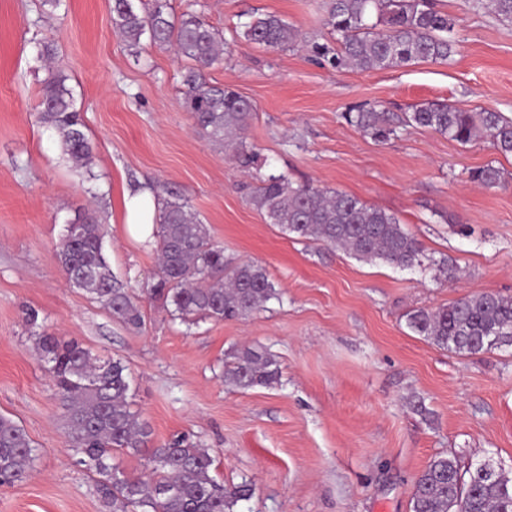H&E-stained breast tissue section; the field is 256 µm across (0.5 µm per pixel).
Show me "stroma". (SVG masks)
Masks as SVG:
<instances>
[{"mask_svg":"<svg viewBox=\"0 0 512 512\" xmlns=\"http://www.w3.org/2000/svg\"><path fill=\"white\" fill-rule=\"evenodd\" d=\"M323 3L169 0L174 15L197 14L228 43L207 78L255 106L245 138L256 157L243 167L186 111V60L148 43L129 53L112 28V0H63L51 16L40 0H0V415L38 455L23 482L0 486V512H108L36 352L45 331L122 360L154 444L186 438L209 450L219 481L252 483L239 512H411L418 476L448 452L465 466L490 458L512 470V348L459 356L408 326L414 311L471 293L512 296V156L410 126L381 143L345 119L359 107L400 115L431 102L512 117V27L466 0H442L458 19L448 63L336 70L310 50L332 39ZM263 14L292 24L300 42L270 50L246 41L241 25ZM43 41L55 43L69 77L90 169L74 168L38 119ZM488 164L506 187L471 182ZM273 172L394 214L422 244L423 268L365 263L283 234L249 199ZM148 188L188 200L227 258L265 267L279 299L243 320L190 325L148 299L158 244L130 235L124 208L125 195ZM93 205L141 328L70 287L58 266L67 222ZM445 263L460 266L458 279L446 278ZM244 346L275 357L277 385L226 380Z\"/></svg>","mask_w":512,"mask_h":512,"instance_id":"1","label":"stroma"}]
</instances>
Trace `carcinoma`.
Returning a JSON list of instances; mask_svg holds the SVG:
<instances>
[{
    "instance_id": "carcinoma-1",
    "label": "carcinoma",
    "mask_w": 512,
    "mask_h": 512,
    "mask_svg": "<svg viewBox=\"0 0 512 512\" xmlns=\"http://www.w3.org/2000/svg\"><path fill=\"white\" fill-rule=\"evenodd\" d=\"M489 8L498 21L512 25V0H489ZM322 24L336 34L337 46L317 44L314 53L336 69L447 62L456 42L455 17L434 0H326ZM112 27L135 54L146 38L154 45L174 47L188 62L182 79L184 106L213 142L224 144L248 128L254 115L251 101L207 80V70L223 60L226 42L199 16L173 15L168 0H152L147 8L138 7L135 0H112ZM242 36L283 50L296 44L299 33L280 17L265 14L247 23ZM39 118L55 130L63 153L76 167L90 166L92 144L74 108L68 76L56 67L43 82ZM345 118L379 142L394 134L400 120L461 144L485 137L499 153L512 154V118L501 112L428 103L400 119L376 109H358ZM470 178L487 189L506 184L504 172L491 164L473 170ZM251 200L267 223L288 235L340 248L360 261L401 270L423 266L422 245L400 220L353 195L296 185L279 173L260 179ZM75 223L80 225L79 238L65 236L57 253L66 280L82 277L81 288L113 317L141 327L139 307L112 276L96 211H85ZM158 238L160 271L147 293L172 307V315L185 323L198 318L246 319L279 298L265 268L224 257V248L184 199L163 200ZM409 326L454 354L473 356L512 347V297L469 294L446 306L416 311ZM36 346L64 402L71 445L87 470L99 476V493L112 512H237L239 502L252 497L249 483H220L212 475L209 451L183 438L151 448L149 474L126 476L110 463L112 452L138 455L151 435L131 410L127 366L119 359L97 360L78 340L47 332L36 337ZM226 375L242 389L272 387L279 382V366L266 350L244 346ZM36 457L24 428L0 415V485L25 480ZM412 512H512V476L498 468L486 478L478 465L465 469L456 455H437L416 480Z\"/></svg>"
}]
</instances>
